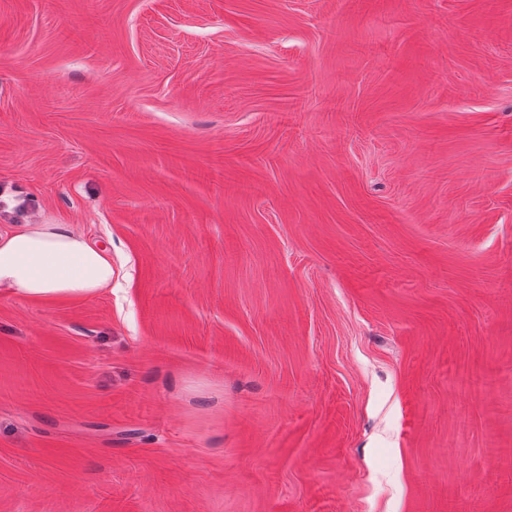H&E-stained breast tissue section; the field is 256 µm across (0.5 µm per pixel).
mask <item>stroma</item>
Segmentation results:
<instances>
[{
    "label": "stroma",
    "instance_id": "obj_1",
    "mask_svg": "<svg viewBox=\"0 0 512 512\" xmlns=\"http://www.w3.org/2000/svg\"><path fill=\"white\" fill-rule=\"evenodd\" d=\"M0 512H512V0H0ZM0 228V297L85 298L112 287L108 250L67 224Z\"/></svg>",
    "mask_w": 512,
    "mask_h": 512
}]
</instances>
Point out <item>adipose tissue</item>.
Returning <instances> with one entry per match:
<instances>
[{"label":"adipose tissue","mask_w":512,"mask_h":512,"mask_svg":"<svg viewBox=\"0 0 512 512\" xmlns=\"http://www.w3.org/2000/svg\"><path fill=\"white\" fill-rule=\"evenodd\" d=\"M108 250L67 224L0 228V297L85 298L112 286Z\"/></svg>","instance_id":"adipose-tissue-1"}]
</instances>
